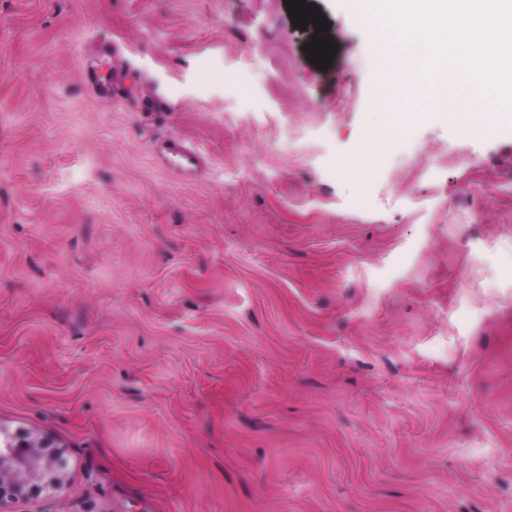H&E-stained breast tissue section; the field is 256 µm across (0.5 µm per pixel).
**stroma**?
Here are the masks:
<instances>
[{
    "label": "stroma",
    "mask_w": 512,
    "mask_h": 512,
    "mask_svg": "<svg viewBox=\"0 0 512 512\" xmlns=\"http://www.w3.org/2000/svg\"><path fill=\"white\" fill-rule=\"evenodd\" d=\"M313 2L324 70L283 0H0V429L68 459L5 512H512V126L352 169ZM163 150L174 156V166L183 176H192L202 167V156L196 148L180 142H171Z\"/></svg>",
    "instance_id": "stroma-1"
}]
</instances>
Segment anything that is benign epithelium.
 <instances>
[{"label":"benign epithelium","instance_id":"7a95c632","mask_svg":"<svg viewBox=\"0 0 512 512\" xmlns=\"http://www.w3.org/2000/svg\"><path fill=\"white\" fill-rule=\"evenodd\" d=\"M66 467L53 439L17 431L0 445V509L47 495L61 485Z\"/></svg>","mask_w":512,"mask_h":512}]
</instances>
